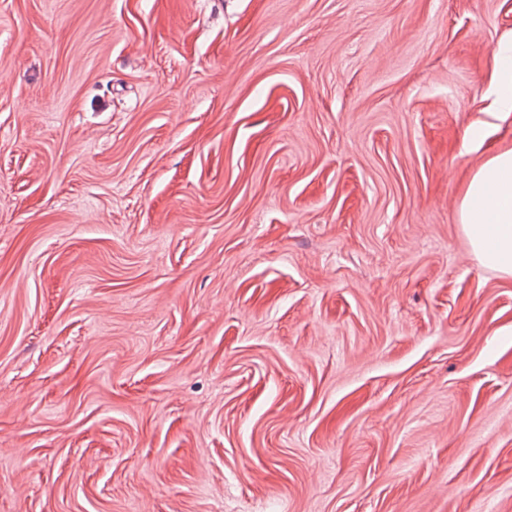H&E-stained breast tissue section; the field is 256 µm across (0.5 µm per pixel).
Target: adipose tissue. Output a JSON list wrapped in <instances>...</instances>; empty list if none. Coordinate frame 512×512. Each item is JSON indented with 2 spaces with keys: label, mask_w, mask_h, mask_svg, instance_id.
<instances>
[{
  "label": "adipose tissue",
  "mask_w": 512,
  "mask_h": 512,
  "mask_svg": "<svg viewBox=\"0 0 512 512\" xmlns=\"http://www.w3.org/2000/svg\"><path fill=\"white\" fill-rule=\"evenodd\" d=\"M489 115L512 114V43L498 52ZM459 220L473 255L485 267L512 278V147L490 153L469 179Z\"/></svg>",
  "instance_id": "1"
}]
</instances>
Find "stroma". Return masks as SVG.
<instances>
[{
  "instance_id": "obj_1",
  "label": "stroma",
  "mask_w": 512,
  "mask_h": 512,
  "mask_svg": "<svg viewBox=\"0 0 512 512\" xmlns=\"http://www.w3.org/2000/svg\"><path fill=\"white\" fill-rule=\"evenodd\" d=\"M512 0H0V512H512V278L459 223Z\"/></svg>"
}]
</instances>
